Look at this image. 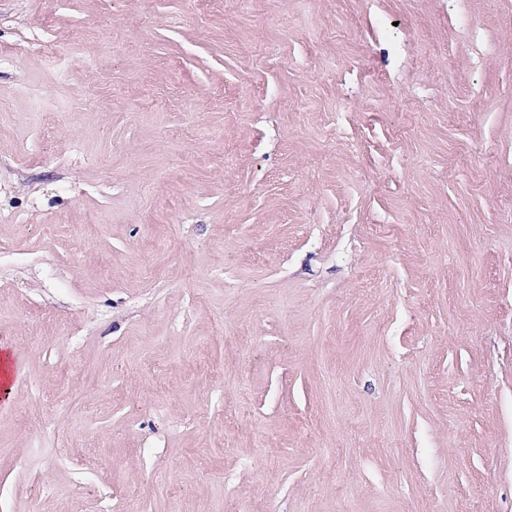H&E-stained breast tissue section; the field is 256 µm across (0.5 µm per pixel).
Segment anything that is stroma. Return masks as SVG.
<instances>
[{
    "label": "stroma",
    "instance_id": "35a3bbf8",
    "mask_svg": "<svg viewBox=\"0 0 512 512\" xmlns=\"http://www.w3.org/2000/svg\"><path fill=\"white\" fill-rule=\"evenodd\" d=\"M2 345L0 512H512V0H0Z\"/></svg>",
    "mask_w": 512,
    "mask_h": 512
}]
</instances>
